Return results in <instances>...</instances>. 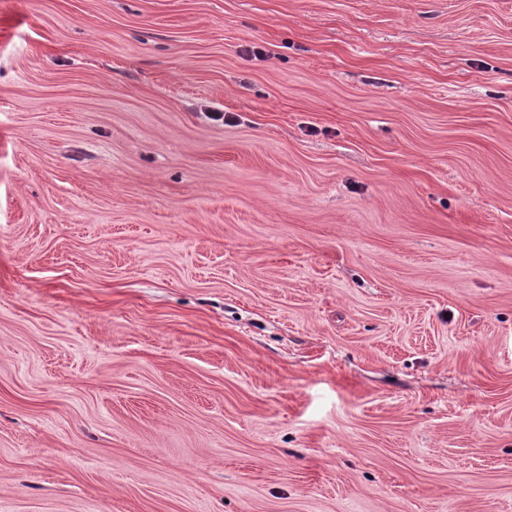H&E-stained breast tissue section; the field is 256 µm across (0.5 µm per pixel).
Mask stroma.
<instances>
[{"label": "stroma", "mask_w": 512, "mask_h": 512, "mask_svg": "<svg viewBox=\"0 0 512 512\" xmlns=\"http://www.w3.org/2000/svg\"><path fill=\"white\" fill-rule=\"evenodd\" d=\"M0 512H512V0H0Z\"/></svg>", "instance_id": "stroma-1"}]
</instances>
